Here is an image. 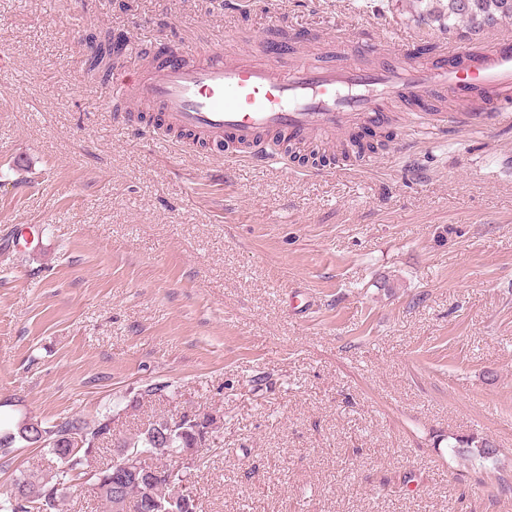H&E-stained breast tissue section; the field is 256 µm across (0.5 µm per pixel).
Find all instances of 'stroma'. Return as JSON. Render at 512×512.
<instances>
[{
	"mask_svg": "<svg viewBox=\"0 0 512 512\" xmlns=\"http://www.w3.org/2000/svg\"><path fill=\"white\" fill-rule=\"evenodd\" d=\"M445 6L0 0V416H216L197 512H512V131L397 108L366 166L228 163L115 128L84 65L90 31L431 46Z\"/></svg>",
	"mask_w": 512,
	"mask_h": 512,
	"instance_id": "obj_1",
	"label": "stroma"
}]
</instances>
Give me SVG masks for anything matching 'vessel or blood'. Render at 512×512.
Masks as SVG:
<instances>
[{
	"instance_id": "obj_1",
	"label": "vessel or blood",
	"mask_w": 512,
	"mask_h": 512,
	"mask_svg": "<svg viewBox=\"0 0 512 512\" xmlns=\"http://www.w3.org/2000/svg\"><path fill=\"white\" fill-rule=\"evenodd\" d=\"M333 56L290 62L257 50L219 46L195 58L185 49L133 69L114 68L113 119L155 141L181 132L211 155L270 166L288 161L286 145L332 139L361 120L390 122L385 104L397 99L419 126L438 128L433 97L449 92L477 109L456 113L457 125L512 123V36L488 46L454 43L430 61H409L403 46L376 33H335Z\"/></svg>"
}]
</instances>
